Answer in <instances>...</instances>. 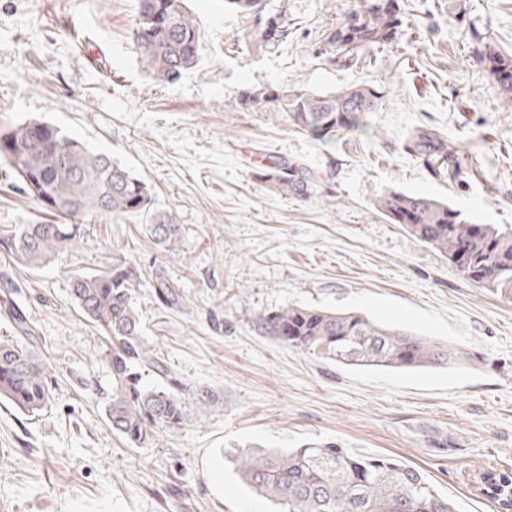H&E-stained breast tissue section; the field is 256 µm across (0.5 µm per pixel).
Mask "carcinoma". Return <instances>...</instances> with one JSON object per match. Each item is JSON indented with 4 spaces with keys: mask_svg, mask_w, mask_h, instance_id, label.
<instances>
[{
    "mask_svg": "<svg viewBox=\"0 0 512 512\" xmlns=\"http://www.w3.org/2000/svg\"><path fill=\"white\" fill-rule=\"evenodd\" d=\"M224 8L248 20L245 41L257 52L277 49L296 31L285 0H224ZM401 0H356L334 25L321 33L331 60L349 67L404 36ZM132 42L140 65L149 76L174 83L199 59V32L186 0H137ZM497 88L512 94V52L495 47L484 52ZM381 95L356 83L334 93L305 87L262 85L239 95L238 105L250 110L271 106L288 114L295 128L310 139L327 143L339 132H374L366 123ZM35 121L0 126V163L8 166L28 195L56 223L16 224L0 231V254L39 267L77 247L72 221L85 216L147 215L146 230L165 252L179 246L182 227L173 214L154 208L148 184L112 155L91 149L63 129L41 122L45 133L31 139ZM405 152L427 156V164L448 155L441 133L421 126L405 138ZM272 192L301 196L310 173L277 163L257 173ZM375 206L384 219L399 224L452 264L466 282L512 301V225L475 224L461 211L435 197L388 188ZM142 272L121 254L108 271L88 270L68 278L76 308L94 324L111 373L112 394L106 406L112 432L130 448H149L164 432L182 428L192 412L213 404L207 391L192 399L175 387L168 365L153 355L143 337V325L133 301ZM156 298L166 306L180 304L181 293L160 275L153 283ZM254 321L279 342L338 365L412 370L447 367L462 352L399 327L372 320L359 312L289 305L253 314ZM16 340L0 343V396L29 416L47 410L52 385L46 364L26 343L33 329L21 313L10 315ZM151 373L168 386H148ZM239 479L258 495L273 501L279 512H457L456 505L418 469L387 457L356 455L334 443L300 448L255 449L226 456ZM486 496L498 508L507 505L512 473H482Z\"/></svg>",
    "mask_w": 512,
    "mask_h": 512,
    "instance_id": "carcinoma-1",
    "label": "carcinoma"
}]
</instances>
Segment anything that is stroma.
<instances>
[{"label": "stroma", "instance_id": "obj_1", "mask_svg": "<svg viewBox=\"0 0 512 512\" xmlns=\"http://www.w3.org/2000/svg\"><path fill=\"white\" fill-rule=\"evenodd\" d=\"M297 30L249 50L248 24L224 0H188L198 65L173 84L141 68L131 39L137 0H0V125L39 119L112 154L182 226L160 252L146 217H85L78 249L32 269L0 256L3 310L33 323L32 348L54 380L30 417L0 398V512H275L241 483L226 452L335 443L419 469L459 512H495L481 473L512 472V301L464 281L437 251L375 208L392 187L445 200L477 224L512 225V97L500 94L476 31L512 51V0H405L406 37L352 68L319 43L353 0H286ZM381 93L375 135L322 145L270 106L243 112L250 86ZM428 125L448 142L432 172L405 137ZM287 160L316 173L306 197L257 178ZM0 166V225L49 221ZM122 253L143 271L144 340L186 393L215 402L150 448H130L105 417L112 381L68 275ZM163 274L182 294L156 299ZM291 304L361 312L465 352L450 367H342L266 336L253 313Z\"/></svg>", "mask_w": 512, "mask_h": 512}]
</instances>
